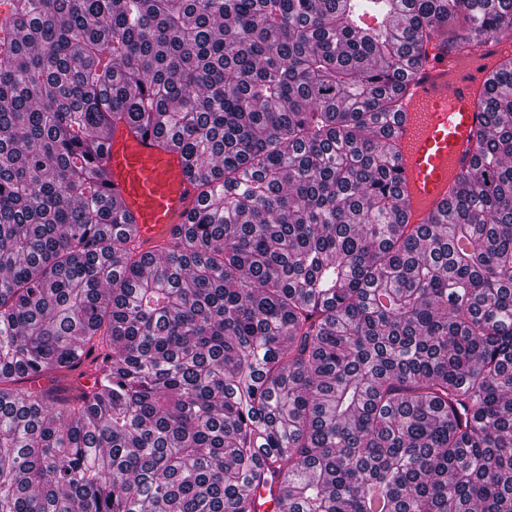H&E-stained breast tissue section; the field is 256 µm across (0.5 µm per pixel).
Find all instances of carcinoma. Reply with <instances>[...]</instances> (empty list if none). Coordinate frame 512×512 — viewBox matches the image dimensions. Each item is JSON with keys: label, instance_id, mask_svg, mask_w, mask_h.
<instances>
[{"label": "carcinoma", "instance_id": "carcinoma-1", "mask_svg": "<svg viewBox=\"0 0 512 512\" xmlns=\"http://www.w3.org/2000/svg\"><path fill=\"white\" fill-rule=\"evenodd\" d=\"M9 5L0 512H256L276 474L283 512H512V54L428 223L385 142L512 0ZM127 120L202 174L155 252L91 168Z\"/></svg>", "mask_w": 512, "mask_h": 512}]
</instances>
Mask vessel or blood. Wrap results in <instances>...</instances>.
Returning a JSON list of instances; mask_svg holds the SVG:
<instances>
[{
  "label": "vessel or blood",
  "mask_w": 512,
  "mask_h": 512,
  "mask_svg": "<svg viewBox=\"0 0 512 512\" xmlns=\"http://www.w3.org/2000/svg\"><path fill=\"white\" fill-rule=\"evenodd\" d=\"M505 52L494 39L458 53L436 43L405 76L407 104L392 121L389 142L397 152L401 200L411 206L414 223H427L471 168V145L482 123L475 99ZM100 142L97 165L109 201L131 218L129 238L145 251L165 246L198 204L190 160L124 123L107 128ZM288 492L281 478L270 490H258L259 512H282Z\"/></svg>",
  "instance_id": "b4317fda"
}]
</instances>
